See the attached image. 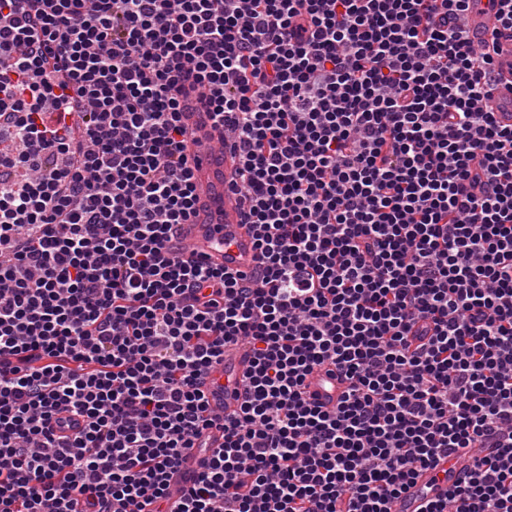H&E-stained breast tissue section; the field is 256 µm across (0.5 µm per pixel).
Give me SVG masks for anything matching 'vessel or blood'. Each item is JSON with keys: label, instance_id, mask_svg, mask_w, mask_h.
I'll return each instance as SVG.
<instances>
[{"label": "vessel or blood", "instance_id": "b4317fda", "mask_svg": "<svg viewBox=\"0 0 512 512\" xmlns=\"http://www.w3.org/2000/svg\"><path fill=\"white\" fill-rule=\"evenodd\" d=\"M487 0H472L467 14L466 36L474 46L488 37ZM495 68L501 77L494 91L493 109L502 123H512V31L501 30ZM184 122L193 139V172L196 209L190 223L181 225L178 239L215 266L243 272L256 263L255 232L245 221L239 196L229 188L232 171L239 158L223 147L213 122L201 103L185 104ZM246 347L230 350L224 364L213 370L205 384L209 406L214 413L232 416L243 401L241 377L250 365ZM308 399L321 408L335 409L346 391V380L334 366L322 365L309 373L303 383ZM469 463L454 454L435 467L419 472L408 490L396 501L394 512H423L426 503L447 498L454 485L464 478Z\"/></svg>", "mask_w": 512, "mask_h": 512}]
</instances>
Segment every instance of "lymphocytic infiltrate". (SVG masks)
Segmentation results:
<instances>
[{
	"instance_id": "f902f5d3",
	"label": "lymphocytic infiltrate",
	"mask_w": 512,
	"mask_h": 512,
	"mask_svg": "<svg viewBox=\"0 0 512 512\" xmlns=\"http://www.w3.org/2000/svg\"><path fill=\"white\" fill-rule=\"evenodd\" d=\"M469 2L0 0V512H392L460 450L425 512H512V125ZM192 91L249 275L174 242ZM325 363L333 411L301 390ZM248 349L239 346L224 354V366L213 370L205 384L210 409L224 417L232 416L243 401V373L250 365ZM469 463L464 457L452 454L441 459L433 468L424 469L396 501L394 512H422L429 500L448 497L454 485L464 478Z\"/></svg>"
}]
</instances>
